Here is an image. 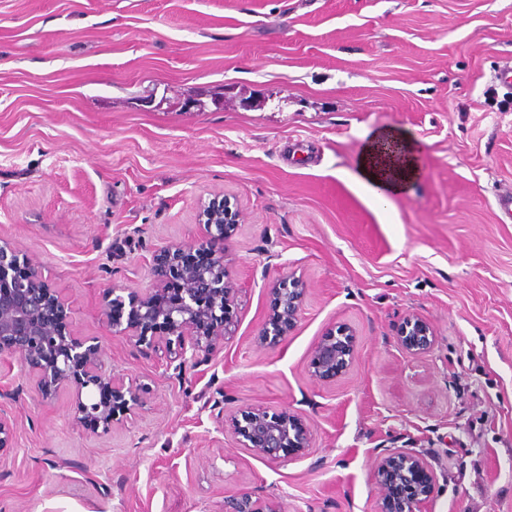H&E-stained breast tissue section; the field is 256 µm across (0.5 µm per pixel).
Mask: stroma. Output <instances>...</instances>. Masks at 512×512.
Segmentation results:
<instances>
[{"instance_id":"obj_1","label":"stroma","mask_w":512,"mask_h":512,"mask_svg":"<svg viewBox=\"0 0 512 512\" xmlns=\"http://www.w3.org/2000/svg\"><path fill=\"white\" fill-rule=\"evenodd\" d=\"M512 0H0V237L45 266L104 369L143 384L112 431L43 400L0 355V512H224L246 488L281 512H374L384 448L431 459L427 512H512ZM200 107H187V100ZM420 147V177L381 210L353 175L370 134ZM234 198L236 336L174 378L100 314L140 291L166 246L202 235L200 201ZM307 288L285 338L256 337L269 285ZM417 314L436 341L403 350ZM336 323L350 371H309ZM225 409L289 407L308 458L237 448ZM436 340L432 325L417 314L408 315L398 335L399 345L411 354L429 352ZM357 348V335L347 324L329 327L318 339L311 355L309 371L319 382L331 383L350 370Z\"/></svg>"}]
</instances>
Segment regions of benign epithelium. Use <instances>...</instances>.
I'll return each mask as SVG.
<instances>
[{"mask_svg":"<svg viewBox=\"0 0 512 512\" xmlns=\"http://www.w3.org/2000/svg\"><path fill=\"white\" fill-rule=\"evenodd\" d=\"M241 220L238 204L226 195L199 202L200 240L174 243L151 268V286L131 291L120 285L105 290L101 314L112 332L133 346L152 349L165 345L178 368L212 360L236 335L242 288L230 279L227 240ZM195 251L209 253V261L191 259ZM181 285L175 301L167 298L169 284ZM267 318L257 343L274 345L301 317L307 288L290 272L272 282ZM436 340L432 325L417 314L407 316L399 345L411 354L429 352ZM357 335L347 324L329 327L318 339L309 371L319 382L331 383L350 370ZM17 355L29 380L44 399L59 391L74 393L73 418L92 433L110 430L117 413L141 402L139 389L103 372L104 351L94 337L76 335L69 327L65 302L53 293L39 261L0 237V354ZM224 428L237 446L270 461L307 458L311 430L305 416L289 408L250 407L224 415ZM14 448V427L0 414V455ZM378 489L375 512H425L435 489L436 475L423 454L386 449L371 468ZM224 512H281L274 500H263L241 489L224 498Z\"/></svg>","mask_w":512,"mask_h":512,"instance_id":"benign-epithelium-1","label":"benign epithelium"}]
</instances>
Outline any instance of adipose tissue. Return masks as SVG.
<instances>
[{
	"label": "adipose tissue",
	"instance_id": "obj_1",
	"mask_svg": "<svg viewBox=\"0 0 512 512\" xmlns=\"http://www.w3.org/2000/svg\"><path fill=\"white\" fill-rule=\"evenodd\" d=\"M415 151V145L399 130H376L357 160L356 184L374 203H387L418 179Z\"/></svg>",
	"mask_w": 512,
	"mask_h": 512
}]
</instances>
